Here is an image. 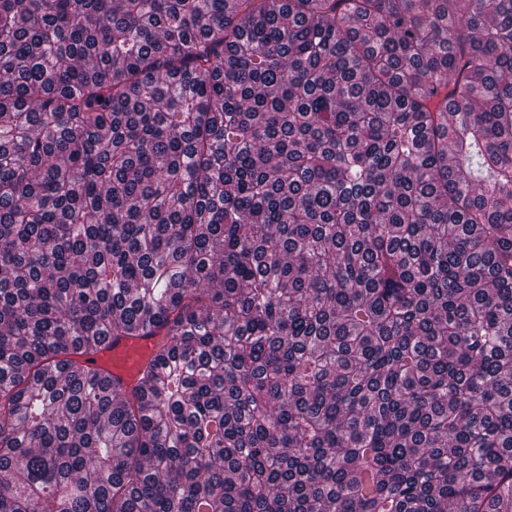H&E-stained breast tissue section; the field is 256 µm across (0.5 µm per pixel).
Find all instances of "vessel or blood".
<instances>
[{"label":"vessel or blood","mask_w":512,"mask_h":512,"mask_svg":"<svg viewBox=\"0 0 512 512\" xmlns=\"http://www.w3.org/2000/svg\"><path fill=\"white\" fill-rule=\"evenodd\" d=\"M162 332L136 339L108 340L92 355L94 367L132 387L139 367L148 361L163 343Z\"/></svg>","instance_id":"1"}]
</instances>
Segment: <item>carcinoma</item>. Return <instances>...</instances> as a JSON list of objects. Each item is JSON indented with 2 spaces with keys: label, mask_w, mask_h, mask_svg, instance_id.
<instances>
[{
  "label": "carcinoma",
  "mask_w": 512,
  "mask_h": 512,
  "mask_svg": "<svg viewBox=\"0 0 512 512\" xmlns=\"http://www.w3.org/2000/svg\"><path fill=\"white\" fill-rule=\"evenodd\" d=\"M0 512H512V0H0ZM164 339L161 331L136 339L111 338L87 359L93 360L92 366L120 380L123 387L131 388L139 367L155 354Z\"/></svg>",
  "instance_id": "obj_1"
}]
</instances>
